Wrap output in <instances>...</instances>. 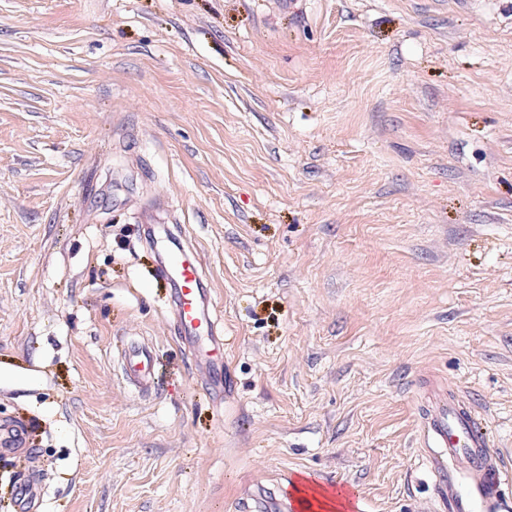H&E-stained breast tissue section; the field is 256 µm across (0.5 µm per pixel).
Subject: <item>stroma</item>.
I'll list each match as a JSON object with an SVG mask.
<instances>
[{
  "label": "stroma",
  "instance_id": "obj_1",
  "mask_svg": "<svg viewBox=\"0 0 512 512\" xmlns=\"http://www.w3.org/2000/svg\"><path fill=\"white\" fill-rule=\"evenodd\" d=\"M149 212L203 263L223 399ZM450 394L512 470V0H0V512L21 479L41 512H237L290 475L450 512ZM125 374L128 382L139 391H157L154 380V347L132 344L125 353ZM0 450L13 453L26 448V436L23 429L14 424H0Z\"/></svg>",
  "mask_w": 512,
  "mask_h": 512
}]
</instances>
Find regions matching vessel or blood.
<instances>
[{
	"label": "vessel or blood",
	"mask_w": 512,
	"mask_h": 512,
	"mask_svg": "<svg viewBox=\"0 0 512 512\" xmlns=\"http://www.w3.org/2000/svg\"><path fill=\"white\" fill-rule=\"evenodd\" d=\"M202 261L193 251L171 250L158 263V274L174 290V314L181 340L195 345L198 337L209 342L206 366L214 379H221L224 366V338L213 316L214 302L204 283ZM125 374L138 390L152 391L154 380V348L148 344L130 345L125 353ZM427 445L439 449L449 459L466 464L464 477L440 471V495L447 499L454 512H471L472 503L462 493V482L476 486L483 498L496 496L508 473L491 452L475 416L456 403L431 410L425 417ZM26 447V436L20 426L0 424V451L13 453ZM40 493L35 483H18L15 491V512H38ZM241 512H279L281 502L274 489L258 486L249 500L240 502Z\"/></svg>",
	"instance_id": "obj_1"
}]
</instances>
